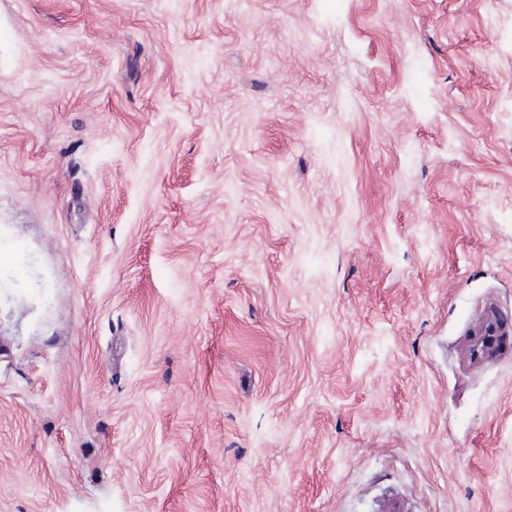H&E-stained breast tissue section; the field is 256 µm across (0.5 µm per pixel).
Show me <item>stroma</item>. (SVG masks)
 I'll return each mask as SVG.
<instances>
[{"mask_svg": "<svg viewBox=\"0 0 512 512\" xmlns=\"http://www.w3.org/2000/svg\"><path fill=\"white\" fill-rule=\"evenodd\" d=\"M512 0H0V512H512ZM471 329L474 336H478L476 347L470 351V356L474 361H481L488 354L498 353L499 336L504 332L510 334L512 331L507 319L497 308L483 311L472 322Z\"/></svg>", "mask_w": 512, "mask_h": 512, "instance_id": "stroma-1", "label": "stroma"}]
</instances>
